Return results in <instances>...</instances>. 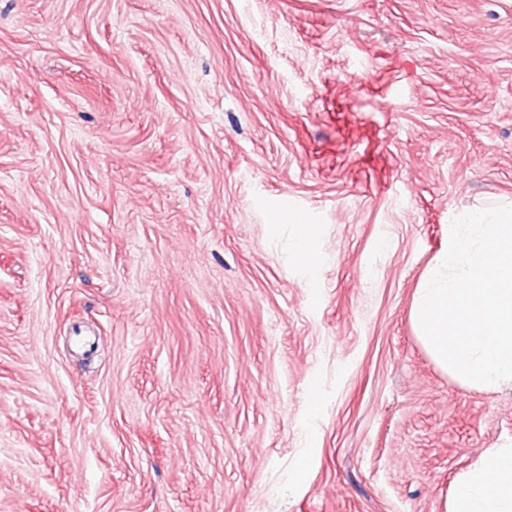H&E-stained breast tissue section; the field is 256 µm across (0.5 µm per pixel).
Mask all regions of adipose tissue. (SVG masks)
Wrapping results in <instances>:
<instances>
[{
	"instance_id": "1",
	"label": "adipose tissue",
	"mask_w": 512,
	"mask_h": 512,
	"mask_svg": "<svg viewBox=\"0 0 512 512\" xmlns=\"http://www.w3.org/2000/svg\"><path fill=\"white\" fill-rule=\"evenodd\" d=\"M454 512H512V452L485 454L455 497Z\"/></svg>"
}]
</instances>
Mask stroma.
<instances>
[{"instance_id": "stroma-1", "label": "stroma", "mask_w": 512, "mask_h": 512, "mask_svg": "<svg viewBox=\"0 0 512 512\" xmlns=\"http://www.w3.org/2000/svg\"><path fill=\"white\" fill-rule=\"evenodd\" d=\"M511 202L512 0H0V512H452L512 382L411 306Z\"/></svg>"}]
</instances>
